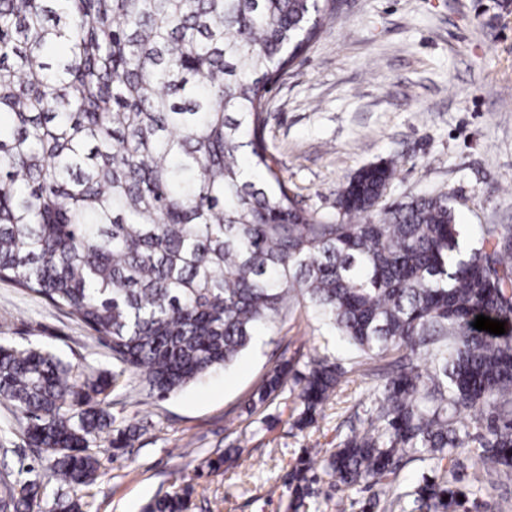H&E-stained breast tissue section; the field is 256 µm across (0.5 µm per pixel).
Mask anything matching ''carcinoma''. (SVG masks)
Segmentation results:
<instances>
[{"label": "carcinoma", "mask_w": 512, "mask_h": 512, "mask_svg": "<svg viewBox=\"0 0 512 512\" xmlns=\"http://www.w3.org/2000/svg\"><path fill=\"white\" fill-rule=\"evenodd\" d=\"M335 0H0V280L75 315L112 353L86 374L36 345L0 344V399L48 449L44 475L0 477V512H82L100 468L90 448L127 447L108 398L165 399L230 365L260 327L305 297L361 355L423 353L396 365L363 426L324 459L336 486L391 488L402 458L438 473L362 512H454L468 493L443 467L480 448L512 473V227L461 249L448 195L382 204L394 165L360 169L336 219L300 207L264 137L270 94L333 18ZM485 315L506 333L474 328ZM258 389L298 391L302 429L339 386L324 356ZM462 414L472 418L464 421ZM301 460L287 509L313 497ZM190 487L144 512H187Z\"/></svg>", "instance_id": "1"}]
</instances>
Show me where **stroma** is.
I'll return each mask as SVG.
<instances>
[{
	"label": "stroma",
	"instance_id": "1",
	"mask_svg": "<svg viewBox=\"0 0 512 512\" xmlns=\"http://www.w3.org/2000/svg\"><path fill=\"white\" fill-rule=\"evenodd\" d=\"M265 137L291 194L316 214L335 216L339 192L361 168L391 161L387 202L447 194L470 244L485 225H512V0H337L333 23L276 83ZM0 339L44 344L86 371L112 366L75 315L1 280ZM324 355L344 375L312 426L293 427L299 404L290 392L247 412L275 365L286 359L302 371ZM387 364L355 356L296 298L232 366L164 400L111 395L116 427L140 434L126 450L102 449L98 478L80 492L82 512H143L187 483L189 512H284L288 475L310 451L319 493L307 512H360L368 491L336 488L322 455L356 423ZM479 455L459 449L449 466L478 503L512 512V479L480 475ZM43 465L0 400V475L24 480L27 467Z\"/></svg>",
	"mask_w": 512,
	"mask_h": 512
}]
</instances>
